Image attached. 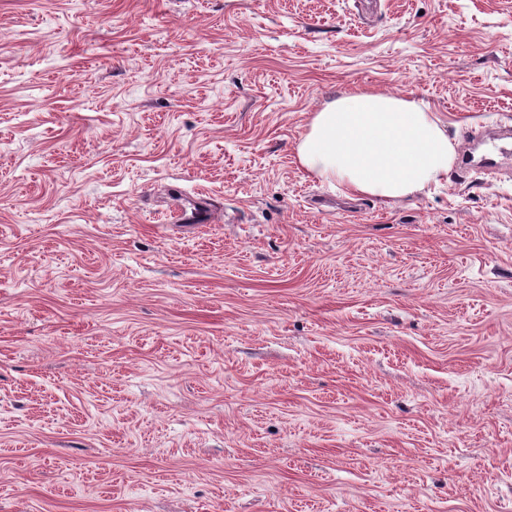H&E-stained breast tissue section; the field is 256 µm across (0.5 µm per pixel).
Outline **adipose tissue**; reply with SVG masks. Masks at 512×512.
Listing matches in <instances>:
<instances>
[{
	"label": "adipose tissue",
	"instance_id": "adipose-tissue-1",
	"mask_svg": "<svg viewBox=\"0 0 512 512\" xmlns=\"http://www.w3.org/2000/svg\"><path fill=\"white\" fill-rule=\"evenodd\" d=\"M456 147L441 119L419 102L356 89L312 116L297 159L345 195L391 203L446 179Z\"/></svg>",
	"mask_w": 512,
	"mask_h": 512
}]
</instances>
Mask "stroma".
I'll return each mask as SVG.
<instances>
[{"label": "stroma", "instance_id": "obj_1", "mask_svg": "<svg viewBox=\"0 0 512 512\" xmlns=\"http://www.w3.org/2000/svg\"><path fill=\"white\" fill-rule=\"evenodd\" d=\"M356 87L512 125V0H0V512H512V162L344 196Z\"/></svg>", "mask_w": 512, "mask_h": 512}]
</instances>
